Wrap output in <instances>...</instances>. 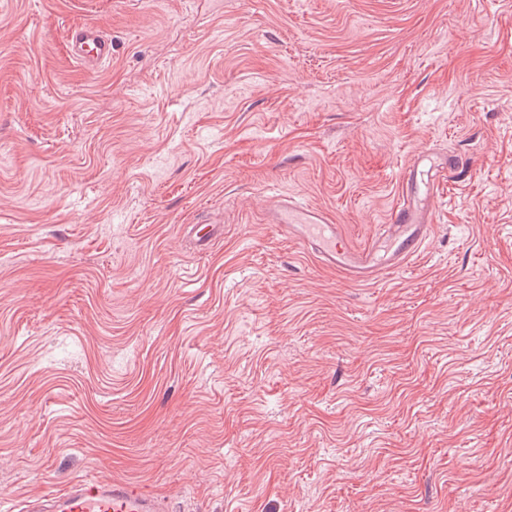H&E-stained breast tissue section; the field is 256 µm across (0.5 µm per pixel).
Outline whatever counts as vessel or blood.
Wrapping results in <instances>:
<instances>
[{
  "label": "vessel or blood",
  "mask_w": 512,
  "mask_h": 512,
  "mask_svg": "<svg viewBox=\"0 0 512 512\" xmlns=\"http://www.w3.org/2000/svg\"><path fill=\"white\" fill-rule=\"evenodd\" d=\"M65 39L70 56L85 70H96L112 58L111 40L94 26H69ZM458 168V157L446 152L415 155L398 176V199L382 231L362 246L350 243L326 212L289 195L274 196L265 221L347 281L374 284L402 272L422 252L435 223L433 202L446 194ZM221 234L218 224L186 227L199 252L210 250ZM20 512H166V505L133 483L81 476L62 490L24 498Z\"/></svg>",
  "instance_id": "obj_1"
}]
</instances>
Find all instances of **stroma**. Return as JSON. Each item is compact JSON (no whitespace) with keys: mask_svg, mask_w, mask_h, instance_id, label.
<instances>
[{"mask_svg":"<svg viewBox=\"0 0 512 512\" xmlns=\"http://www.w3.org/2000/svg\"><path fill=\"white\" fill-rule=\"evenodd\" d=\"M428 149L465 174L386 283L264 221L294 195L366 244ZM79 476L512 512V0H0V512ZM65 39L70 56L87 71L112 59V41L95 26L70 25ZM186 236L198 252H206L212 248L222 234L220 224H187Z\"/></svg>","mask_w":512,"mask_h":512,"instance_id":"1","label":"stroma"}]
</instances>
